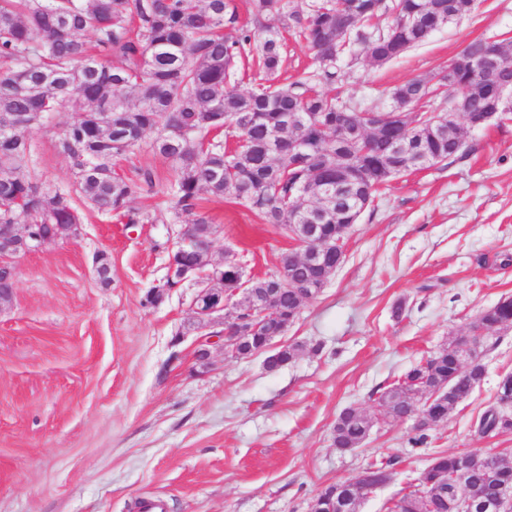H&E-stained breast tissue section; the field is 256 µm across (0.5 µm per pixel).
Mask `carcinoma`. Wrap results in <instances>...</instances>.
<instances>
[{
	"label": "carcinoma",
	"instance_id": "1",
	"mask_svg": "<svg viewBox=\"0 0 512 512\" xmlns=\"http://www.w3.org/2000/svg\"><path fill=\"white\" fill-rule=\"evenodd\" d=\"M312 0L303 8L289 0H250L251 26L236 27V11L227 0H0V224H78L75 200L102 213L126 219L128 224L152 221L148 212H134L130 202L153 187L150 172L133 180L112 169L113 161L140 147L153 132L152 149L169 160L175 178L168 187L171 209L191 217L201 243L214 233L212 221L197 213L202 194L230 198L263 223L288 232V225L308 223L295 209L313 208L315 197L331 212L313 236L332 244L345 239L346 215L356 197L375 200L396 176L424 168L422 160L453 163L465 159L466 138L457 122L445 131L431 130L425 119L431 111L427 83L449 90H471L470 110L485 112L494 93L476 68H461L436 77L409 80L386 88L385 111H365L340 104L322 93L311 79L280 84L283 33L294 32L307 44L317 68L315 76L336 82V63L352 43L362 46L366 59L381 66L425 42L443 27L442 14L465 15L472 0ZM277 25L271 26L269 22ZM236 27L233 36L224 27ZM495 51L499 66L494 82L512 86V43L469 42L464 51L483 57ZM257 59L262 77L240 93L227 84L237 63ZM413 107V119L400 121L396 110ZM67 111L72 120L59 132L57 148L70 165L73 183L67 188L47 186L31 173L34 146L29 133L44 125L52 112ZM305 114L309 125L290 124L287 117ZM410 132L411 151L391 166L392 140ZM226 128L237 133L235 151L227 152L216 137ZM278 131V151L262 150ZM304 141L305 154L296 151ZM358 178L355 192L332 185L324 188L327 173L336 167ZM288 280L315 279L321 271L301 262H288ZM224 292L233 294L237 311L245 318L237 357L247 358L273 343L283 325L298 317L302 301L295 289L282 286L280 275L250 280L242 286L239 267L224 264ZM277 293L274 311L258 330L247 321L254 298ZM512 325V297H504L469 324L481 345L464 360L453 338L438 351L415 363L375 398L382 420L398 422L415 407L418 398L430 401L426 413L432 426L448 420L460 404L480 388L485 377L482 353L493 350L498 333ZM302 346H281L276 371L295 360ZM512 372L501 376L496 405L480 418L478 431L512 432ZM372 421L343 409L333 428V443L341 450L359 447ZM461 454L440 453L410 484L411 490L387 505V512H448V488L459 468ZM470 471L462 491L470 500L467 512H483L480 504L512 486V463L487 461L478 451L467 453ZM337 485L322 489L311 512H330Z\"/></svg>",
	"mask_w": 512,
	"mask_h": 512
}]
</instances>
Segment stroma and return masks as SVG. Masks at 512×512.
<instances>
[{
    "label": "stroma",
    "mask_w": 512,
    "mask_h": 512,
    "mask_svg": "<svg viewBox=\"0 0 512 512\" xmlns=\"http://www.w3.org/2000/svg\"><path fill=\"white\" fill-rule=\"evenodd\" d=\"M476 38H512V0H476L458 23L382 66L351 47L327 91L368 108L384 88L446 69ZM70 119L52 113L29 134L50 186L73 180L56 148ZM467 141L469 157L396 177L361 215L344 263L284 337L305 351L271 372L262 356L231 358L218 342L201 365L200 334L224 320L195 318V279L145 305L185 221L166 196L171 163L143 139L117 167L134 179L152 172V193L130 206L157 221L128 224L80 206L78 237L18 259L13 293L0 302V512H138L145 500L167 512H310L325 486L386 460L388 481L361 505L385 512L437 454L512 461V433L477 431L500 375L512 372L511 328L487 355L480 389L424 444H410L408 421L376 422L351 451L332 442L344 408L375 415L374 389L512 296V121L468 131ZM199 212L215 227L210 264L231 251L261 278L295 246L234 200L204 197ZM102 254L112 265L106 287L96 276Z\"/></svg>",
    "instance_id": "35a3bbf8"
}]
</instances>
